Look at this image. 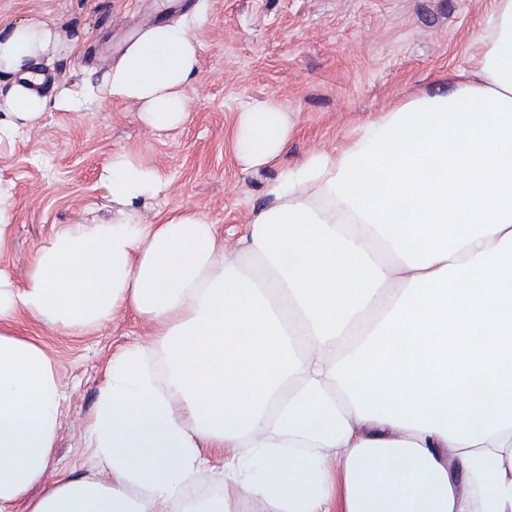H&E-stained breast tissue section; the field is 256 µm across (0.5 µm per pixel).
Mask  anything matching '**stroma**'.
<instances>
[{
  "label": "stroma",
  "instance_id": "stroma-1",
  "mask_svg": "<svg viewBox=\"0 0 512 512\" xmlns=\"http://www.w3.org/2000/svg\"><path fill=\"white\" fill-rule=\"evenodd\" d=\"M197 0H0V24L33 15L65 35L79 33V56L48 66L53 83L101 78L126 43L143 29L192 10ZM197 32L200 67L191 116L158 133L131 102L104 100L95 112H49L14 144L0 145V180L11 183L17 211L0 272L22 284L36 251L64 225L110 220L100 188L114 153L130 151L166 183L158 200L140 207L142 222L176 207L206 213L235 250L264 189L285 168L351 140L366 120L417 95L449 91L448 74L465 65L472 37L487 24L493 0H207ZM271 98L288 113L291 130L281 162L244 170L231 132L242 107ZM39 338L68 396L54 463L46 482L92 476L85 446L112 353L151 331L124 312L85 336L44 326Z\"/></svg>",
  "mask_w": 512,
  "mask_h": 512
}]
</instances>
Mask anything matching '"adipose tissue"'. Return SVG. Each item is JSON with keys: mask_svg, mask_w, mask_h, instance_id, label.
I'll return each mask as SVG.
<instances>
[{"mask_svg": "<svg viewBox=\"0 0 512 512\" xmlns=\"http://www.w3.org/2000/svg\"><path fill=\"white\" fill-rule=\"evenodd\" d=\"M204 21L153 25L48 96L37 67L78 38L35 16L1 28L0 142L105 97L184 124ZM448 82L286 169L233 252L198 210L135 222L166 184L113 154L118 214L60 229L21 286L0 277V512H327L337 495L344 512H512V0ZM288 135L287 112L252 102L236 156L266 165ZM127 309L152 342L106 365L84 429L101 474L45 484L66 393L36 330L82 336ZM227 448L231 495L187 501Z\"/></svg>", "mask_w": 512, "mask_h": 512, "instance_id": "adipose-tissue-1", "label": "adipose tissue"}]
</instances>
